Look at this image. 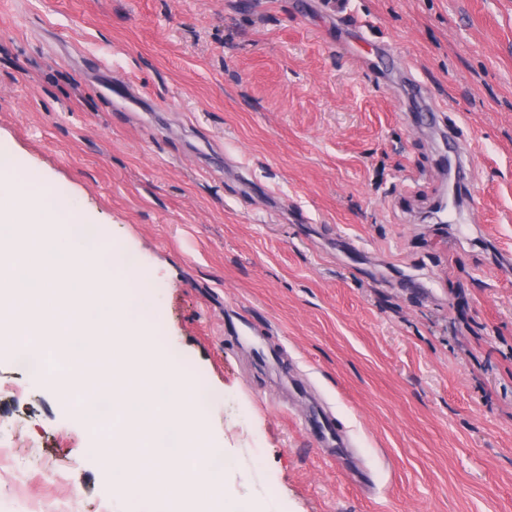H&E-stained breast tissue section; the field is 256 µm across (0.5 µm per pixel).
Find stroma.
Returning <instances> with one entry per match:
<instances>
[{"label": "stroma", "instance_id": "obj_1", "mask_svg": "<svg viewBox=\"0 0 512 512\" xmlns=\"http://www.w3.org/2000/svg\"><path fill=\"white\" fill-rule=\"evenodd\" d=\"M354 6L367 36L321 0H0V156L149 276L225 499L512 512V0ZM451 124L473 183L427 224ZM0 443V512L137 508L6 353Z\"/></svg>", "mask_w": 512, "mask_h": 512}]
</instances>
